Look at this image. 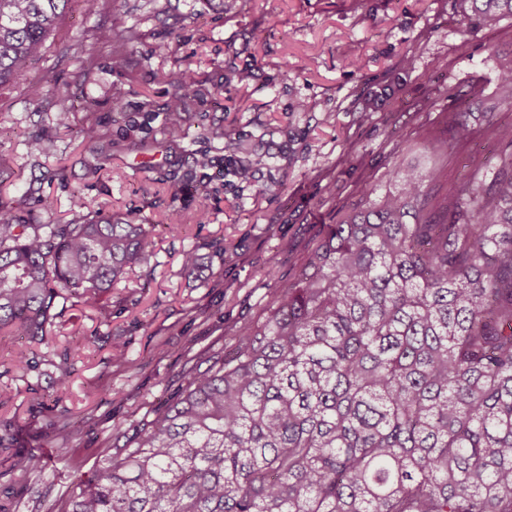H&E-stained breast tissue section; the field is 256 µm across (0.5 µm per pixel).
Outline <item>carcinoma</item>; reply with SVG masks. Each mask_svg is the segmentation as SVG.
I'll return each instance as SVG.
<instances>
[{"instance_id":"1","label":"carcinoma","mask_w":512,"mask_h":512,"mask_svg":"<svg viewBox=\"0 0 512 512\" xmlns=\"http://www.w3.org/2000/svg\"><path fill=\"white\" fill-rule=\"evenodd\" d=\"M77 1L0 0V86L23 83ZM485 22L512 0H468ZM164 133L186 135L191 81ZM488 186L453 203L396 168L313 244L230 353L192 377L59 512H512V125ZM236 164L237 143L224 128ZM76 220L28 224L0 202V333L47 335L67 302H101L152 255L150 232L74 197ZM24 475L45 469L20 457Z\"/></svg>"}]
</instances>
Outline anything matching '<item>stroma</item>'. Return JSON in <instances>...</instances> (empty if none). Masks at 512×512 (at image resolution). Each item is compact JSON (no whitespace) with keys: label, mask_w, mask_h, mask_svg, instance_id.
<instances>
[{"label":"stroma","mask_w":512,"mask_h":512,"mask_svg":"<svg viewBox=\"0 0 512 512\" xmlns=\"http://www.w3.org/2000/svg\"><path fill=\"white\" fill-rule=\"evenodd\" d=\"M116 14L132 30L123 67L98 37ZM510 61L512 16L483 22L466 0H99L91 16L72 4L26 83L0 86V202L58 224L82 195L145 225L153 256L113 289L110 324L89 302L29 343L35 369L10 361L20 337L0 338V389L11 393L0 403L11 428L0 512H58L100 457L122 453L257 322L315 239L360 206L359 185L385 193L391 170L408 165L433 172L428 193L452 194L475 163L494 173L503 147L482 115L512 125L499 91ZM182 71L201 96L186 138L173 142L163 133L167 76ZM31 83L41 101L30 100ZM445 112L468 113L473 136L447 129ZM89 123L100 139L85 145L71 131ZM213 125L257 161L252 181L225 168L219 143L202 134ZM34 135L53 153L32 152ZM202 153L209 168L194 163ZM189 247L192 269L182 264ZM32 453L46 468L21 475L14 459Z\"/></svg>","instance_id":"stroma-1"}]
</instances>
